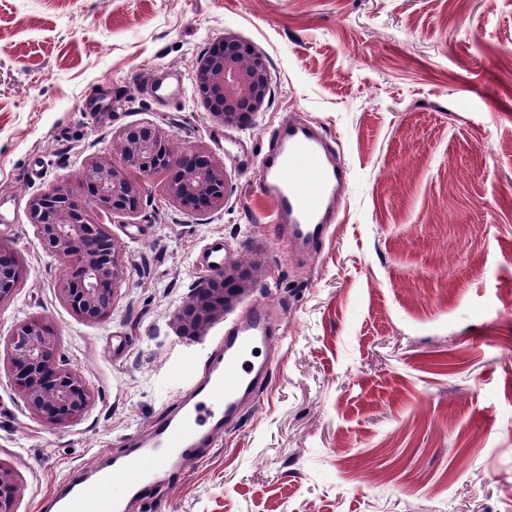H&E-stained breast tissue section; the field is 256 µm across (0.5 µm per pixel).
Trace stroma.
<instances>
[{
  "instance_id": "obj_1",
  "label": "stroma",
  "mask_w": 512,
  "mask_h": 512,
  "mask_svg": "<svg viewBox=\"0 0 512 512\" xmlns=\"http://www.w3.org/2000/svg\"><path fill=\"white\" fill-rule=\"evenodd\" d=\"M261 52L269 100L242 128L208 115L195 60L224 35ZM178 75L162 100L152 77ZM323 131L347 173L322 249L294 256L261 193V160L294 119ZM154 124L175 154L224 166L222 208L174 205L164 173H134L142 208L102 209L124 275L91 323L60 298L31 198L78 187L114 134ZM0 245L23 263L0 305L50 321L94 399L77 421L32 415L0 372V462L18 512L78 465L149 438L226 322L268 301V380L203 457L127 512H512V0H0ZM223 239L257 264L240 307L204 335L175 316Z\"/></svg>"
}]
</instances>
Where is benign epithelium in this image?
Wrapping results in <instances>:
<instances>
[{
	"mask_svg": "<svg viewBox=\"0 0 512 512\" xmlns=\"http://www.w3.org/2000/svg\"><path fill=\"white\" fill-rule=\"evenodd\" d=\"M192 79L209 116L226 127L247 125L263 111L270 94L264 57L234 36L218 39L195 61ZM170 138L169 131L152 124L123 129L117 155L92 157L85 167L83 187L90 199L114 214L135 215L141 208V193L131 173L171 170L168 192L179 207L197 213L223 207L227 186L223 165L200 149L174 156ZM28 213L39 244L67 264L58 284L63 301L86 321L108 317L123 263L105 225L95 221L68 185L34 196ZM21 274L19 257L0 252V304L11 298ZM255 282V267L224 266L177 312L181 333L200 335ZM59 347L58 332L44 319L30 318L13 326L4 358L26 408L55 426L78 420L93 401L86 380L59 363ZM20 492L14 471L0 464V512H17Z\"/></svg>",
	"mask_w": 512,
	"mask_h": 512,
	"instance_id": "benign-epithelium-1",
	"label": "benign epithelium"
}]
</instances>
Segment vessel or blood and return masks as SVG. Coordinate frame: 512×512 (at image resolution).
Wrapping results in <instances>:
<instances>
[{
  "mask_svg": "<svg viewBox=\"0 0 512 512\" xmlns=\"http://www.w3.org/2000/svg\"><path fill=\"white\" fill-rule=\"evenodd\" d=\"M262 167L261 191L273 204L282 239L307 252L322 247L347 185L346 170L332 159L324 136L305 122H290L278 130ZM225 251L220 239L206 245L202 263L208 273L223 271ZM273 333L270 306H250L244 319L225 328L204 370H197L194 359L185 360L183 371L195 381L179 413L159 424L150 441L138 443L120 462L99 458L78 466L70 481L53 492L56 512H122L112 494L114 484L133 479V496L143 498L182 470L206 445L209 433L263 386L268 368L258 356Z\"/></svg>",
  "mask_w": 512,
  "mask_h": 512,
  "instance_id": "obj_1",
  "label": "vessel or blood"
}]
</instances>
